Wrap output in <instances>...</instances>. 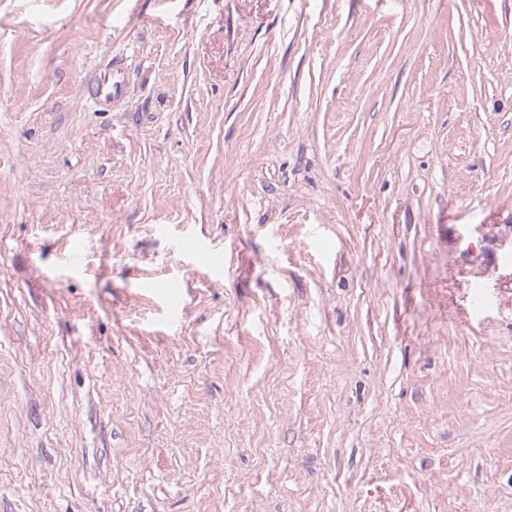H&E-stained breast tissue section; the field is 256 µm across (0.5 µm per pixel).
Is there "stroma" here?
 Wrapping results in <instances>:
<instances>
[{
  "label": "stroma",
  "instance_id": "1",
  "mask_svg": "<svg viewBox=\"0 0 512 512\" xmlns=\"http://www.w3.org/2000/svg\"><path fill=\"white\" fill-rule=\"evenodd\" d=\"M0 512H512V0H0Z\"/></svg>",
  "mask_w": 512,
  "mask_h": 512
}]
</instances>
